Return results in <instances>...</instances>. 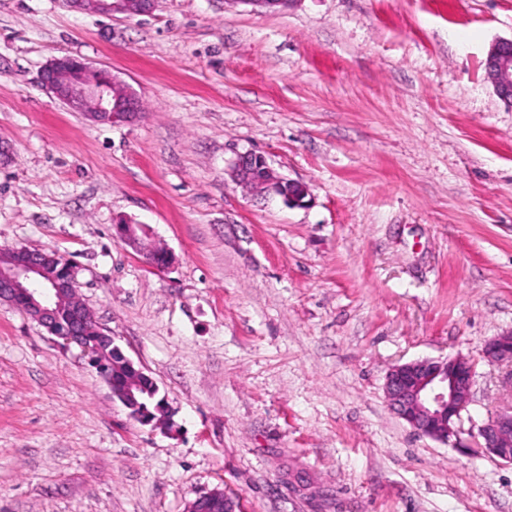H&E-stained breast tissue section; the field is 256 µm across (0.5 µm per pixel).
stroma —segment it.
Returning a JSON list of instances; mask_svg holds the SVG:
<instances>
[{
    "label": "stroma",
    "mask_w": 512,
    "mask_h": 512,
    "mask_svg": "<svg viewBox=\"0 0 512 512\" xmlns=\"http://www.w3.org/2000/svg\"><path fill=\"white\" fill-rule=\"evenodd\" d=\"M512 0H158L145 16L0 0V247L78 268L170 409L145 425L80 348L0 302V512H512V466L413 431L389 369L475 365L463 435L512 405V104L485 76ZM110 70L145 110L99 124L39 83ZM262 154L306 206L229 174ZM144 224L156 270L117 241ZM481 356L489 364L506 366L512 387V334H503L489 340L481 350ZM223 497L224 510L225 512H236L237 505L235 500L224 495L223 489L213 490L203 496L197 498L189 507V512H209L210 506L213 504V500H218ZM214 500V501H215Z\"/></svg>",
    "instance_id": "obj_1"
}]
</instances>
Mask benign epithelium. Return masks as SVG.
<instances>
[{
  "label": "benign epithelium",
  "instance_id": "7a95c632",
  "mask_svg": "<svg viewBox=\"0 0 512 512\" xmlns=\"http://www.w3.org/2000/svg\"><path fill=\"white\" fill-rule=\"evenodd\" d=\"M72 10L111 17L115 14L147 15L157 0H61ZM486 77L497 94L512 102V40L490 49ZM40 83L74 112L97 123L131 122L140 115V99L116 75L72 56L50 59L40 74ZM233 179L255 195H276L293 206L306 203L309 189L288 180L256 153L238 155L232 165ZM115 236L137 247L141 224H115ZM74 269L47 261L42 251H30L20 261L0 266V301L22 310L49 334L75 344L96 359L91 346L81 341L79 328L91 313L77 293ZM488 363L508 368L512 382V334L489 340L481 350ZM113 396L130 409V415L144 420L148 414L135 411L133 393L127 383L103 372ZM474 378V363L465 357L422 359L395 365L388 372L385 394L390 407L418 434L454 448L473 451L461 443L458 424L467 410ZM477 449L512 465V407L491 416L479 429ZM224 500L225 512H236L235 500L216 489L197 498L189 512H209L213 501Z\"/></svg>",
  "mask_w": 512,
  "mask_h": 512
}]
</instances>
